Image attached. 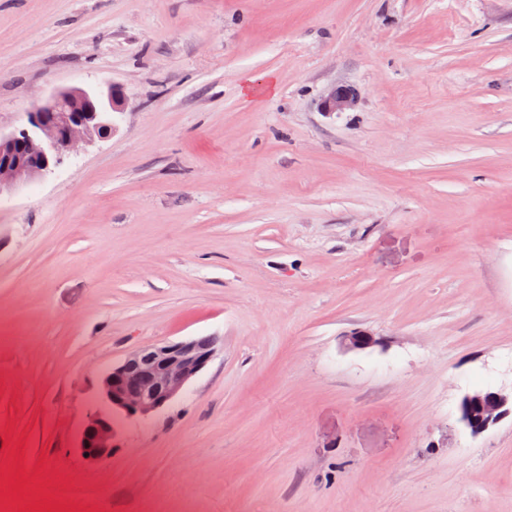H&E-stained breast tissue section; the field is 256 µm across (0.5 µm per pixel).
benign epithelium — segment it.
Instances as JSON below:
<instances>
[{
    "label": "benign epithelium",
    "mask_w": 512,
    "mask_h": 512,
    "mask_svg": "<svg viewBox=\"0 0 512 512\" xmlns=\"http://www.w3.org/2000/svg\"><path fill=\"white\" fill-rule=\"evenodd\" d=\"M352 94L330 92L323 109L342 110ZM125 104L119 87L62 89L38 101L26 122L9 132L0 130V194L43 178L62 165L81 142L112 135V112ZM348 348L363 350L380 344L364 330L345 336ZM215 353L214 342L199 338L169 341L138 350L112 365L102 376L99 406L87 416L78 449L91 461L112 452L114 417L138 419L166 409L201 373ZM512 394L476 391L460 401L458 421L474 435L486 431L512 410Z\"/></svg>",
    "instance_id": "benign-epithelium-1"
}]
</instances>
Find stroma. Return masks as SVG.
<instances>
[{
	"label": "stroma",
	"instance_id": "35a3bbf8",
	"mask_svg": "<svg viewBox=\"0 0 512 512\" xmlns=\"http://www.w3.org/2000/svg\"><path fill=\"white\" fill-rule=\"evenodd\" d=\"M109 84L115 132L0 195V469L24 440L87 512H512V414L458 421L512 389V0H0V130ZM201 337L85 459L103 373ZM510 403V409L507 406ZM458 421L473 435L486 431L512 411V392L476 391L466 394L459 404Z\"/></svg>",
	"mask_w": 512,
	"mask_h": 512
}]
</instances>
